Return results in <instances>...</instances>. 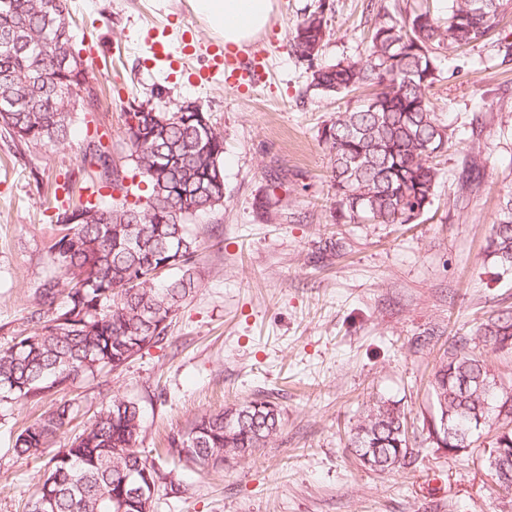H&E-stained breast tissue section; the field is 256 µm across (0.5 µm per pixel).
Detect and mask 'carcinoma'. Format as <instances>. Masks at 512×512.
<instances>
[{"instance_id": "obj_1", "label": "carcinoma", "mask_w": 512, "mask_h": 512, "mask_svg": "<svg viewBox=\"0 0 512 512\" xmlns=\"http://www.w3.org/2000/svg\"><path fill=\"white\" fill-rule=\"evenodd\" d=\"M447 16L425 9L374 27L362 53L329 66L315 65L327 35L325 3L296 24L292 45L327 96L372 87L357 105L335 112L322 130L340 218L360 224H414L428 211L440 184L433 163L451 135L427 89L437 80L440 57L487 38L512 13V0H444ZM67 0H0V129L14 146H63L77 119L101 105L96 87L75 55ZM70 56L61 67L57 58ZM131 172L115 164L98 133L86 134V197L57 207L48 246L56 278L39 292L33 330L0 347V401L52 403L21 430L13 452L37 457L75 419L77 407L54 396L78 378L117 370L144 348L162 342L173 317L201 287L197 264L205 242L188 231L196 217L224 207V137L197 101L150 106L125 113ZM139 183L126 184V179ZM146 189H141L140 184ZM119 197H114V194ZM136 197L129 202V196ZM487 249L512 268V192L503 197ZM63 280L59 296L55 280ZM483 347L512 349V317L480 328ZM437 420L429 429L439 448L476 442L472 428L493 416L506 431L495 438L512 474V388L498 383L486 355L462 337L439 358L431 382ZM406 415L378 401L355 427L351 447L360 465L393 471L411 464ZM280 426L267 401L227 406L199 416L171 438L178 459L224 465L238 448H259ZM141 410L132 399L113 398L57 450L28 512H145L161 471L136 446ZM137 480L141 496L123 495Z\"/></svg>"}]
</instances>
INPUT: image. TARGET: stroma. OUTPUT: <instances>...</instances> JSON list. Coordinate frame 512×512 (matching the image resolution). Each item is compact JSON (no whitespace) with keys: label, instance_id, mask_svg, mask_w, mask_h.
I'll use <instances>...</instances> for the list:
<instances>
[{"label":"stroma","instance_id":"1","mask_svg":"<svg viewBox=\"0 0 512 512\" xmlns=\"http://www.w3.org/2000/svg\"><path fill=\"white\" fill-rule=\"evenodd\" d=\"M424 2L332 0L318 65L358 55L375 23ZM68 3L89 79L105 91L94 125L117 165H130L124 114L134 100L198 101L224 136V207L190 226L207 244L200 288L166 341L63 393L82 423L111 398L139 403L137 445L157 450L170 474L156 512H512L483 462L497 421L463 456L427 440L439 355L488 319L512 315V271L487 255L489 228L512 190V57L504 55L512 14L491 40L440 62L428 96L452 141L420 222L338 224L320 135L358 96H323L292 48L316 0H275L252 44L266 64L247 75L241 51L214 67L224 45L191 0ZM159 41L172 58H154ZM84 135L75 123L68 144L23 156L0 143V346L26 329L35 293L53 275L49 208L57 184L84 178ZM477 152L486 160L481 182L460 189ZM271 194L276 204L258 210L256 200ZM253 400L271 402L282 418L264 447L217 469L172 463L168 437L201 414ZM379 400L405 410L419 452L399 472L365 469L350 446ZM49 407L0 401V512H23L47 468V458L17 456L12 446Z\"/></svg>","mask_w":512,"mask_h":512}]
</instances>
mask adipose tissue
<instances>
[{"mask_svg": "<svg viewBox=\"0 0 512 512\" xmlns=\"http://www.w3.org/2000/svg\"><path fill=\"white\" fill-rule=\"evenodd\" d=\"M195 11L222 38L226 52L242 50L269 25L274 0H193Z\"/></svg>", "mask_w": 512, "mask_h": 512, "instance_id": "adipose-tissue-1", "label": "adipose tissue"}]
</instances>
